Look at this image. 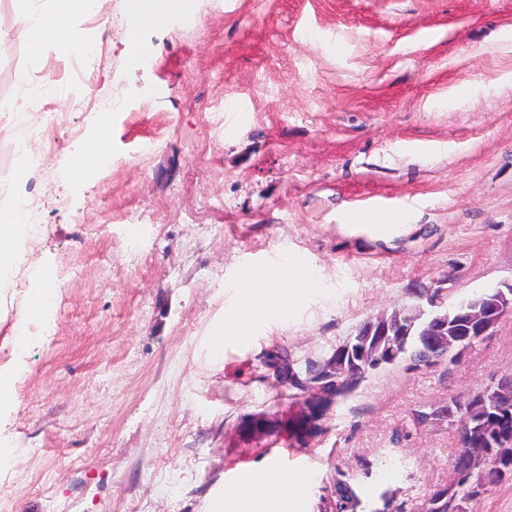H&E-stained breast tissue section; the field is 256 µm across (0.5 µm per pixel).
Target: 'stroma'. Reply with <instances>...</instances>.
Segmentation results:
<instances>
[{"instance_id":"35a3bbf8","label":"stroma","mask_w":512,"mask_h":512,"mask_svg":"<svg viewBox=\"0 0 512 512\" xmlns=\"http://www.w3.org/2000/svg\"><path fill=\"white\" fill-rule=\"evenodd\" d=\"M18 11L0 0L2 184L30 86L70 73L66 50L33 57L14 39ZM102 16L90 92L128 102L107 134L115 164L70 175L98 124L69 113L80 136L55 179L28 182L52 234L0 277V375L16 390L0 444L17 451L0 512H210L270 463L313 474L308 512H330L340 472L367 512L384 491L416 512L453 477L449 400L512 374V312L456 365L372 376L303 443L286 425L302 394L265 358L303 370L415 288L445 285L454 303L512 283V0H193L190 18L134 35L128 0H97L74 28ZM361 198L404 205L406 227L352 226ZM281 250L324 293L213 356L230 284ZM24 268L54 305L21 347Z\"/></svg>"}]
</instances>
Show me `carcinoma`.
Returning a JSON list of instances; mask_svg holds the SVG:
<instances>
[{
    "label": "carcinoma",
    "instance_id": "carcinoma-1",
    "mask_svg": "<svg viewBox=\"0 0 512 512\" xmlns=\"http://www.w3.org/2000/svg\"><path fill=\"white\" fill-rule=\"evenodd\" d=\"M438 296L441 310H447L445 302L447 293L439 289L416 290L413 292V305H426L432 296ZM345 344L336 346V354L326 361L310 360L307 362L305 377L295 371L288 353L269 356L267 365L283 370L284 379L288 384L306 394L305 406L309 413L297 420L294 428L311 432L316 436L321 427L314 425L323 407L343 398L355 390L362 382L373 374L409 363L414 367H431L442 360L452 359L453 348L435 351L420 343L416 336L401 344L394 345L393 351L378 366L354 369L349 362L337 355ZM464 412L475 428L469 432L459 433L453 478L448 485L436 487L424 499L419 512H433L431 502L438 496H445L454 501L453 508H444L443 512H462L461 502L474 500L477 493H469L465 485L467 478L474 475L483 476L484 480L493 485L502 482L499 465L505 459L512 460V389L509 387H493L490 397L472 394L462 401ZM488 461L490 466L479 468V462ZM361 499L352 487L350 480L338 479L334 485L333 512H357Z\"/></svg>",
    "mask_w": 512,
    "mask_h": 512
}]
</instances>
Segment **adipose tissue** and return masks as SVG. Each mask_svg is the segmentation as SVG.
I'll list each match as a JSON object with an SVG mask.
<instances>
[{
	"mask_svg": "<svg viewBox=\"0 0 512 512\" xmlns=\"http://www.w3.org/2000/svg\"><path fill=\"white\" fill-rule=\"evenodd\" d=\"M94 5L95 0H44L39 8H22L14 37L34 56L50 43L90 52L91 42L77 33L73 20L91 12ZM249 279L256 298L249 302L243 296H235L224 324L225 339L252 336L271 318L295 313L308 297L323 288L320 272L301 258L290 259L282 266L250 272ZM263 475V488H238L233 493L234 498L252 505L279 497L288 501L289 512H303L306 506L303 491L312 483L310 475L286 473L271 467L266 468Z\"/></svg>",
	"mask_w": 512,
	"mask_h": 512,
	"instance_id": "obj_1",
	"label": "adipose tissue"
}]
</instances>
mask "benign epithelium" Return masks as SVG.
Here are the masks:
<instances>
[{
	"label": "benign epithelium",
	"mask_w": 512,
	"mask_h": 512,
	"mask_svg": "<svg viewBox=\"0 0 512 512\" xmlns=\"http://www.w3.org/2000/svg\"><path fill=\"white\" fill-rule=\"evenodd\" d=\"M484 294L491 297V301L478 307L468 303L461 307L453 324H448V317L431 314L421 327L422 335L426 336L427 343L435 349H446L452 343L457 347V354L463 355L476 341L488 335L507 310H512V285L503 290L499 287L489 288ZM415 323L406 320L401 313L394 311L367 320L361 327L358 338L354 343L360 344L357 349L347 345L343 356L358 354L360 359L366 360L370 356L368 345L378 350L384 344L401 339L412 333Z\"/></svg>",
	"instance_id": "benign-epithelium-1"
}]
</instances>
